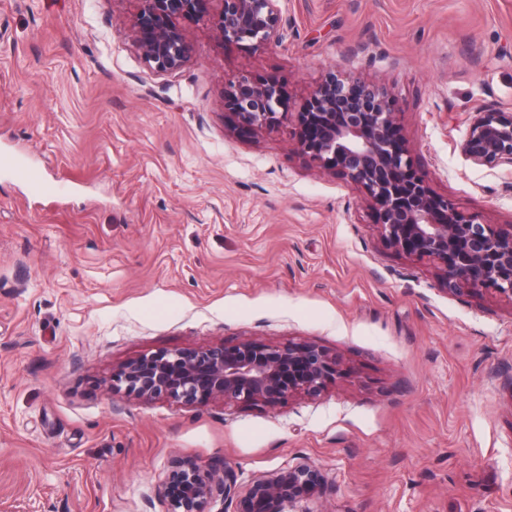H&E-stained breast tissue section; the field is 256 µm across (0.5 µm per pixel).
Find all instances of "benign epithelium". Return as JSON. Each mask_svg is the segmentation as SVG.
<instances>
[{
  "label": "benign epithelium",
  "mask_w": 512,
  "mask_h": 512,
  "mask_svg": "<svg viewBox=\"0 0 512 512\" xmlns=\"http://www.w3.org/2000/svg\"><path fill=\"white\" fill-rule=\"evenodd\" d=\"M133 20L137 47L159 73L180 69L190 54L181 25L201 22L220 39L260 46L272 42L280 0H140ZM224 106L235 130L256 134L288 114L278 81L242 75L228 83ZM303 127L296 150L361 189L375 209L376 230L389 248L432 263L441 290H492L512 303V229L482 224L446 196L438 195L417 169L402 139L395 137V100L364 80H344L327 71L298 113ZM461 143L481 165H512V116L491 107L469 113ZM340 358L311 343L243 341L200 349L156 352L132 358L112 373V388L139 399L191 405L203 398L224 404L277 407L298 394L319 395L336 378ZM325 484L324 475L291 466L240 489L235 469H206L190 458L172 461L158 486L168 512H292L290 507Z\"/></svg>",
  "instance_id": "obj_1"
}]
</instances>
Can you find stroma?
I'll return each instance as SVG.
<instances>
[{"label": "stroma", "mask_w": 512, "mask_h": 512, "mask_svg": "<svg viewBox=\"0 0 512 512\" xmlns=\"http://www.w3.org/2000/svg\"><path fill=\"white\" fill-rule=\"evenodd\" d=\"M280 6L262 48L186 23L161 74L138 0H0V512H167L179 456L243 487L313 465L310 512H512V305L386 248L360 190L296 152L295 117L234 134L224 108L241 75L296 109L327 70L375 82L434 191L512 225V166L460 150L469 112L512 115V0ZM248 339L342 372L274 408L109 386L140 355Z\"/></svg>", "instance_id": "obj_1"}]
</instances>
